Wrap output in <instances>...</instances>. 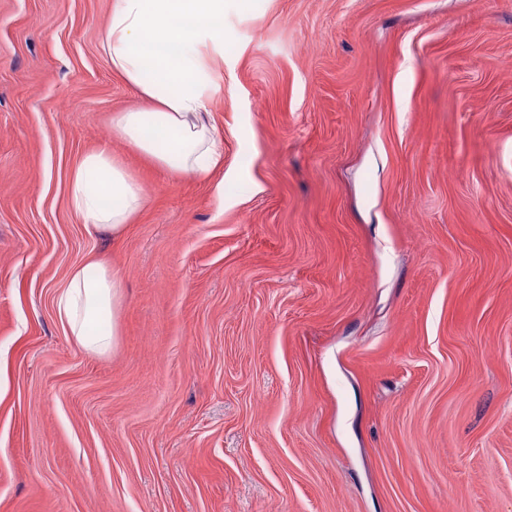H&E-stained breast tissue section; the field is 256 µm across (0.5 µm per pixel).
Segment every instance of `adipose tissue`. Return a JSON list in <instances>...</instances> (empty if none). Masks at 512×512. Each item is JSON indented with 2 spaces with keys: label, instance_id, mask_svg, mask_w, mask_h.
<instances>
[{
  "label": "adipose tissue",
  "instance_id": "1",
  "mask_svg": "<svg viewBox=\"0 0 512 512\" xmlns=\"http://www.w3.org/2000/svg\"><path fill=\"white\" fill-rule=\"evenodd\" d=\"M224 46V0H112L103 39L112 69L146 105L112 116L113 135L157 165L202 176L224 165L208 119L209 49ZM145 203L142 188L101 148L72 172L69 204L89 234H120ZM123 281L101 262L71 268L54 297L61 325L87 353L115 345Z\"/></svg>",
  "mask_w": 512,
  "mask_h": 512
}]
</instances>
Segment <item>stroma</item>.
Listing matches in <instances>:
<instances>
[{
    "instance_id": "obj_1",
    "label": "stroma",
    "mask_w": 512,
    "mask_h": 512,
    "mask_svg": "<svg viewBox=\"0 0 512 512\" xmlns=\"http://www.w3.org/2000/svg\"><path fill=\"white\" fill-rule=\"evenodd\" d=\"M109 13L0 0V512H512V0H225L206 178L113 137ZM91 258L103 357L53 305ZM144 203L139 182L106 148L86 154L72 172L69 204L90 235L118 236ZM123 288L117 271L91 262L72 267L66 285L56 292L54 305L61 325L87 353L103 356L112 351ZM111 324L112 329H98Z\"/></svg>"
}]
</instances>
